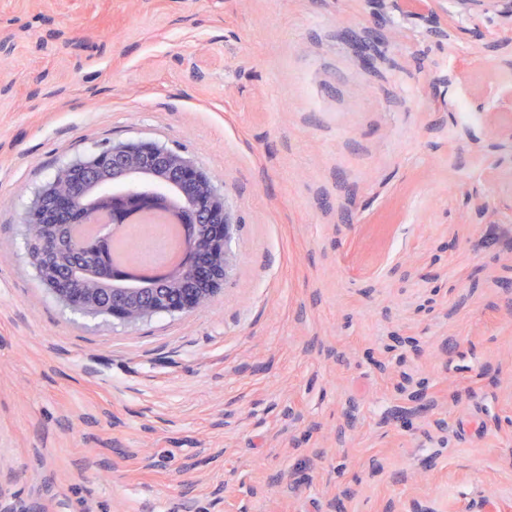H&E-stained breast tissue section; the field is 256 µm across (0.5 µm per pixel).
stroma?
Returning <instances> with one entry per match:
<instances>
[{"label": "stroma", "instance_id": "1", "mask_svg": "<svg viewBox=\"0 0 512 512\" xmlns=\"http://www.w3.org/2000/svg\"><path fill=\"white\" fill-rule=\"evenodd\" d=\"M451 6L0 0V512H512V43ZM126 140L240 221L216 296L134 327L21 223Z\"/></svg>", "mask_w": 512, "mask_h": 512}]
</instances>
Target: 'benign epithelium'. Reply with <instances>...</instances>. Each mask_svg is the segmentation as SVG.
Instances as JSON below:
<instances>
[{
  "label": "benign epithelium",
  "instance_id": "benign-epithelium-1",
  "mask_svg": "<svg viewBox=\"0 0 512 512\" xmlns=\"http://www.w3.org/2000/svg\"><path fill=\"white\" fill-rule=\"evenodd\" d=\"M466 14L501 7L512 29V0H454ZM186 203L172 211L185 248L175 267H119L111 262L106 234L75 243L69 264L58 269L53 254L63 248L50 232L105 214L114 225L142 210L170 207V194ZM22 223L33 248L41 283L68 308L134 325L156 314L183 313L209 302L235 261L231 242L239 220L225 193L195 160L154 141H122L70 160L32 196Z\"/></svg>",
  "mask_w": 512,
  "mask_h": 512
}]
</instances>
